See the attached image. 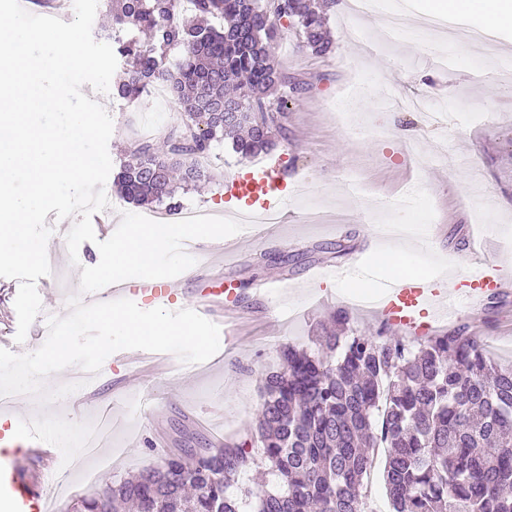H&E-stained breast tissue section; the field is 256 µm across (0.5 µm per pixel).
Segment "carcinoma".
<instances>
[{
  "instance_id": "1",
  "label": "carcinoma",
  "mask_w": 512,
  "mask_h": 512,
  "mask_svg": "<svg viewBox=\"0 0 512 512\" xmlns=\"http://www.w3.org/2000/svg\"><path fill=\"white\" fill-rule=\"evenodd\" d=\"M112 49L131 69L119 97L162 84L183 113L180 131L143 145L117 185L160 205L203 175L193 156L226 138L244 158L284 133L287 77L276 22L303 46L329 51L332 0H106ZM315 347L288 344L262 387L250 437L222 448H178L137 476L107 483L112 512H370L378 449L389 512H512V365L492 361L459 327L422 342L354 331L342 310ZM256 468L269 484H239Z\"/></svg>"
}]
</instances>
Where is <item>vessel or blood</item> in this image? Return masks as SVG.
Wrapping results in <instances>:
<instances>
[{
	"label": "vessel or blood",
	"mask_w": 512,
	"mask_h": 512,
	"mask_svg": "<svg viewBox=\"0 0 512 512\" xmlns=\"http://www.w3.org/2000/svg\"><path fill=\"white\" fill-rule=\"evenodd\" d=\"M228 193L238 201V210L243 214H281L288 208L287 186L278 164L273 162L234 179ZM183 284L180 277L128 279L86 294L84 301L90 304L125 298L168 309L181 293ZM464 285L463 295L475 308L491 296L512 293V280L506 279L501 267L490 261L474 262ZM450 294V289L444 288L441 282L402 277L381 287L375 310L380 319L393 328L420 334L426 330L427 320L446 318ZM193 308L211 322L226 324L234 309L226 302L223 277H212L210 288ZM14 445L13 438L0 434V512H47L42 478L23 467L19 458L28 453L49 465L55 459L57 448L48 440L34 437L28 438L25 451L15 450Z\"/></svg>",
	"instance_id": "1"
}]
</instances>
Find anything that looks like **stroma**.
Here are the masks:
<instances>
[{
    "mask_svg": "<svg viewBox=\"0 0 512 512\" xmlns=\"http://www.w3.org/2000/svg\"><path fill=\"white\" fill-rule=\"evenodd\" d=\"M397 1L356 15L348 0H337L325 17L333 45L324 55L302 48L296 28L279 22L274 58L292 91L273 156L287 177L288 212L270 225L267 239L242 242L224 265L238 319L222 348L197 364L168 355L169 372L141 378L134 374L139 351H117L93 383L95 397L75 413L61 398L44 406L18 396L0 406V418L13 427L67 438L68 456L85 428L111 416L109 441L82 467L55 461L56 481L47 488L54 512H74L106 482L158 465L170 449L245 437L281 347L311 343L332 310H347L353 329L381 331L374 307L356 301L377 294L390 277L377 266L381 247L404 249L412 266L443 282L466 269L474 244L483 258L512 270V30L497 31L491 51L469 41L448 45L420 30L388 39L383 21ZM353 83L358 91H350ZM82 91L112 117L108 151L116 173L138 146L135 128L152 125L159 145L179 116L174 100L147 92L130 102L87 84ZM340 111L352 114V126L337 124ZM409 141L418 149L414 162L404 151ZM265 161L215 144L208 179L178 190L176 199L223 216L237 205L226 182ZM373 214L432 231L427 251L414 239L386 241L369 220ZM52 250L66 276L39 278L37 290L43 312L63 317L82 267L96 265L100 251L82 243L73 262L65 241ZM261 284L268 295H257ZM18 288V280L0 277V348L28 353L44 342L42 323L34 321L24 343H16ZM455 307L453 320L432 323L430 334L464 325L491 359L512 360V302L492 299L474 312L459 299Z\"/></svg>",
    "mask_w": 512,
    "mask_h": 512,
    "instance_id": "1",
    "label": "stroma"
}]
</instances>
